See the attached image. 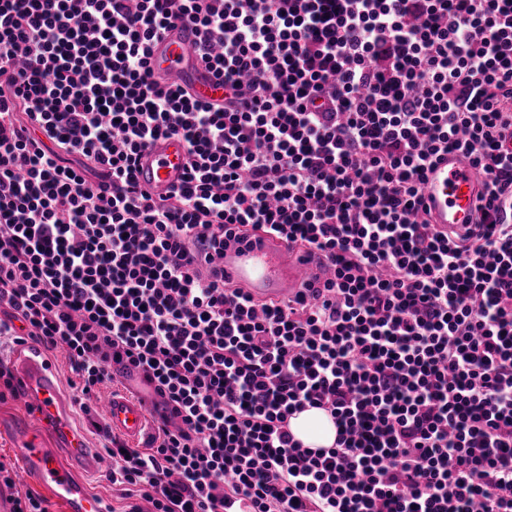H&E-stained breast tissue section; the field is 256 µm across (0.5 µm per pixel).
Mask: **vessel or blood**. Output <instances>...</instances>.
<instances>
[{
    "instance_id": "obj_1",
    "label": "vessel or blood",
    "mask_w": 512,
    "mask_h": 512,
    "mask_svg": "<svg viewBox=\"0 0 512 512\" xmlns=\"http://www.w3.org/2000/svg\"><path fill=\"white\" fill-rule=\"evenodd\" d=\"M192 30L182 24L169 28L152 47L155 75L190 87L202 99L219 101L224 96L220 77L209 72L190 50ZM187 149L177 138L157 141L138 161L141 184L162 192L179 184L184 176ZM482 184L469 164L457 152L432 162L426 171L422 198L430 223L443 232L456 231L473 223ZM224 276L243 288L255 301L285 302L294 299L305 284L319 276L315 262L283 239L260 238L225 248ZM9 368L35 415L53 423L56 443L28 429L15 430L16 454L21 464L68 512H105L101 501L86 488L81 474L103 471L102 461L68 420L69 397L60 389L52 368L33 348L17 353ZM114 391L105 399L112 430L131 441L139 440L150 420L149 410L156 397L140 368L115 364L110 368Z\"/></svg>"
}]
</instances>
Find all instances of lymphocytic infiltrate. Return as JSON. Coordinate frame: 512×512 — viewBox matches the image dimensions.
<instances>
[{"mask_svg": "<svg viewBox=\"0 0 512 512\" xmlns=\"http://www.w3.org/2000/svg\"><path fill=\"white\" fill-rule=\"evenodd\" d=\"M176 21L223 101L155 78ZM448 151L484 183L453 236L421 195ZM260 233L326 278L226 284ZM2 336L66 352L107 512H512V0H0ZM123 362L160 398L144 449L90 415ZM310 408L332 448L292 434ZM186 154V146L178 138L157 141L143 152L138 161L141 184L155 192H163L179 184L185 172Z\"/></svg>", "mask_w": 512, "mask_h": 512, "instance_id": "lymphocytic-infiltrate-1", "label": "lymphocytic infiltrate"}]
</instances>
